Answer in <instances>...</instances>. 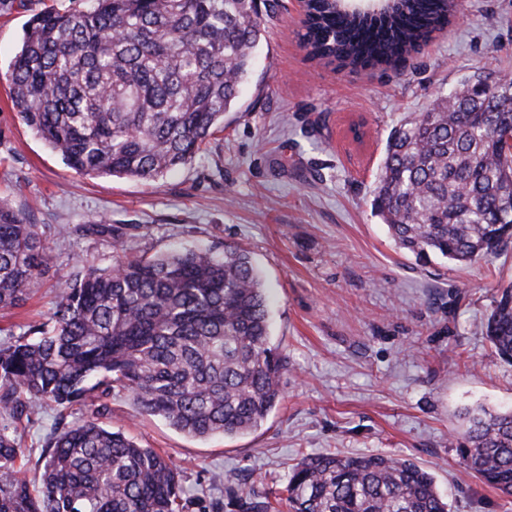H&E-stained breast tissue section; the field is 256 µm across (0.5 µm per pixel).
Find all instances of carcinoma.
I'll return each instance as SVG.
<instances>
[{"mask_svg": "<svg viewBox=\"0 0 512 512\" xmlns=\"http://www.w3.org/2000/svg\"><path fill=\"white\" fill-rule=\"evenodd\" d=\"M28 20L9 66L21 122L83 175L154 181L192 162L253 69L257 0H92ZM380 15L308 0L302 44L326 64L394 68L446 29L456 0H396ZM512 77L464 80L387 140L373 206L419 261L466 264L512 241ZM114 248L126 226L84 224ZM51 227L0 205V311L22 307L50 263ZM48 321L0 344V512H184L171 459L101 421L118 391L192 437L249 433L281 397L285 358L271 344L250 252L122 253L59 285ZM484 334L512 364V283ZM59 421L34 474L17 423L35 406ZM87 416L66 422V412ZM466 471L512 496V410L466 411ZM289 512H449L433 475L387 454L322 453L288 474ZM237 512H269L266 497Z\"/></svg>", "mask_w": 512, "mask_h": 512, "instance_id": "obj_1", "label": "carcinoma"}]
</instances>
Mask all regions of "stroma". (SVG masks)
I'll return each instance as SVG.
<instances>
[{"label":"stroma","instance_id":"obj_1","mask_svg":"<svg viewBox=\"0 0 512 512\" xmlns=\"http://www.w3.org/2000/svg\"><path fill=\"white\" fill-rule=\"evenodd\" d=\"M87 0H0V202L57 227L32 298L0 312V342L47 321L59 277L109 265L111 240L83 224H128V253L246 247L270 297L271 342L285 356L282 397L237 437L187 436L106 398V424L170 455L185 512H236V496L283 503L288 471L327 451L386 453L431 472L450 512H512L465 471L452 434L464 409H512V365L483 334L495 291L512 283V244L468 265L398 248L372 210L390 132L465 78L512 75V0H465L460 18L399 68L340 70L301 47L296 0L258 4L262 38L236 106L193 162L158 180L68 168L25 125L7 80L25 23ZM57 413L35 408L18 432L29 462Z\"/></svg>","mask_w":512,"mask_h":512}]
</instances>
